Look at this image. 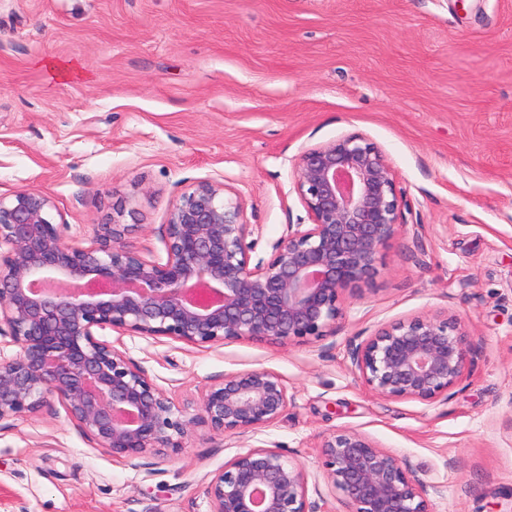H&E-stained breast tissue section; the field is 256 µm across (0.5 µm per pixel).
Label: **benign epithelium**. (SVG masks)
I'll list each match as a JSON object with an SVG mask.
<instances>
[{"label":"benign epithelium","instance_id":"benign-epithelium-1","mask_svg":"<svg viewBox=\"0 0 512 512\" xmlns=\"http://www.w3.org/2000/svg\"><path fill=\"white\" fill-rule=\"evenodd\" d=\"M295 190L309 223L289 224L268 259L251 263L256 227L225 188L202 181L169 211L166 260L125 241V224H97L90 245L68 241V225L40 192L0 198V423L58 401L97 447L120 457L176 453L193 428L221 435L274 423L291 398L267 369L206 386L197 413L171 399L97 331L167 336L188 345L264 340L301 344L336 329L344 292L369 282L400 232L404 195L383 152L349 135L301 152ZM349 357L362 383L389 399L436 402L471 363L460 319L414 316L356 336ZM323 479L346 512H432L426 483L396 454L354 429L322 437ZM305 468L273 448L224 463L204 493L211 512H320Z\"/></svg>","mask_w":512,"mask_h":512}]
</instances>
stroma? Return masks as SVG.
I'll list each match as a JSON object with an SVG mask.
<instances>
[{
	"label": "stroma",
	"mask_w": 512,
	"mask_h": 512,
	"mask_svg": "<svg viewBox=\"0 0 512 512\" xmlns=\"http://www.w3.org/2000/svg\"><path fill=\"white\" fill-rule=\"evenodd\" d=\"M361 134L404 193V227L328 336L303 345L100 337L195 413L206 385L264 368L291 403L244 435L112 455L59 403L0 426V512H210L204 487L250 448L319 481V444L358 430L404 457L433 512H512V0H0V197L48 194L69 239L132 225L166 257L168 211L202 180L258 225L253 259L307 223L300 153ZM460 318L472 364L447 398L385 399L348 343L425 313Z\"/></svg>",
	"instance_id": "35a3bbf8"
}]
</instances>
